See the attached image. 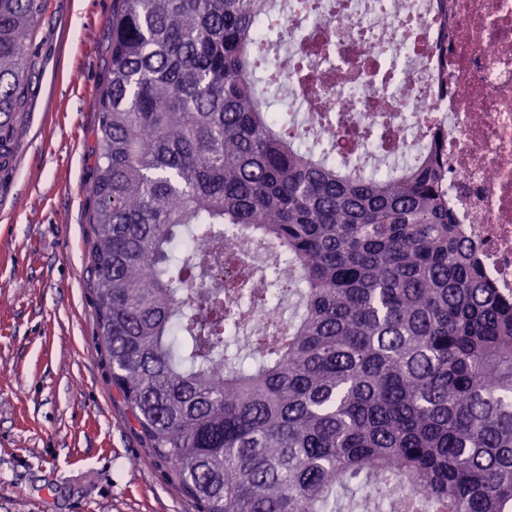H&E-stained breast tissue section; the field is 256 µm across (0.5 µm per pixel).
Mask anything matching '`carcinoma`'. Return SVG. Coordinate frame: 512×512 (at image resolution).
Segmentation results:
<instances>
[{
  "mask_svg": "<svg viewBox=\"0 0 512 512\" xmlns=\"http://www.w3.org/2000/svg\"><path fill=\"white\" fill-rule=\"evenodd\" d=\"M270 0H113L93 256L112 380L202 512H512V295L448 210L438 141L365 176L257 89ZM47 0H0V162ZM276 256L267 276L234 238ZM288 327L238 332L265 290Z\"/></svg>",
  "mask_w": 512,
  "mask_h": 512,
  "instance_id": "obj_1",
  "label": "carcinoma"
}]
</instances>
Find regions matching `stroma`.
<instances>
[{"mask_svg":"<svg viewBox=\"0 0 512 512\" xmlns=\"http://www.w3.org/2000/svg\"><path fill=\"white\" fill-rule=\"evenodd\" d=\"M112 0H48L0 166V512H201L112 382L91 272Z\"/></svg>","mask_w":512,"mask_h":512,"instance_id":"1","label":"stroma"}]
</instances>
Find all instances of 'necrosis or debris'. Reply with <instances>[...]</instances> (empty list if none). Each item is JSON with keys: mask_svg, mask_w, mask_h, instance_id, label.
I'll return each mask as SVG.
<instances>
[{"mask_svg": "<svg viewBox=\"0 0 512 512\" xmlns=\"http://www.w3.org/2000/svg\"><path fill=\"white\" fill-rule=\"evenodd\" d=\"M287 24L332 45L304 77L282 62L295 111L356 170L375 156L411 166L441 132L448 205L484 274L512 292V0H448L444 19L436 0H289L259 36Z\"/></svg>", "mask_w": 512, "mask_h": 512, "instance_id": "necrosis-or-debris-1", "label": "necrosis or debris"}]
</instances>
